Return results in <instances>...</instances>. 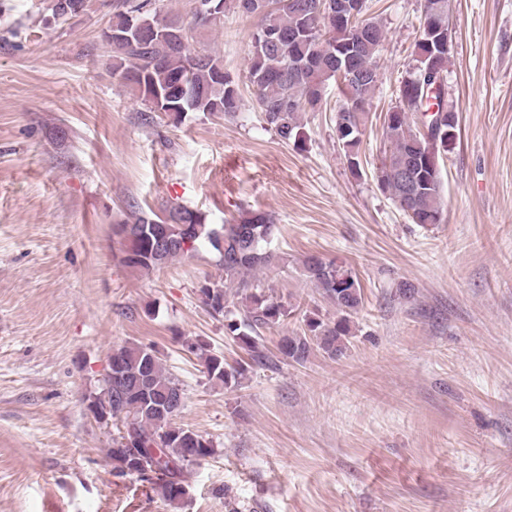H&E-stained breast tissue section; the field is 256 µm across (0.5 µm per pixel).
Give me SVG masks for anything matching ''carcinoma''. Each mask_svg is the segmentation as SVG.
<instances>
[{
    "instance_id": "obj_1",
    "label": "carcinoma",
    "mask_w": 512,
    "mask_h": 512,
    "mask_svg": "<svg viewBox=\"0 0 512 512\" xmlns=\"http://www.w3.org/2000/svg\"><path fill=\"white\" fill-rule=\"evenodd\" d=\"M244 0H224V12L252 17ZM319 0H269L270 9L256 17L252 34L248 80L257 108L266 124L284 143L299 147L306 133L302 114L316 110L325 86L346 69L363 75L355 87L342 86L343 97L366 103L379 80L376 59L387 39L384 26L365 15L356 23L336 18L329 25L316 9ZM420 33L414 44V65L400 81L395 106L386 113L383 135L388 149L377 168V184L412 223L423 226L444 221L440 162L452 150L458 115L442 97L433 74L448 73V0H423ZM373 32L358 38V25ZM112 74L139 98L179 121L188 112L235 117L240 94L236 80L224 71L223 58L210 51L190 49L186 28L160 15L152 0H114L112 21ZM358 113H336V139L353 174L360 173L363 131ZM274 224L263 214H252L216 229L206 216L186 206H173L156 219L142 214L114 227L121 240L123 262L136 270L151 271L197 251L207 242L218 253L224 279L200 283L201 304L213 316L224 317L227 335L255 361L266 359L260 334L291 314V305L254 288L248 272L270 264L263 243ZM169 245L161 248L156 232ZM303 272L336 307V321L306 316L307 333L284 336L278 349L283 358L305 363L312 351L336 358L348 349L353 336L351 319L362 303L356 274L347 266L318 255L302 262ZM242 295L244 308L235 314L228 291ZM198 356L210 381L226 388L239 383L247 368L231 366L201 340L186 341ZM119 361L122 381L103 379L100 392L89 399L123 424L107 450L113 475H136L159 489L171 502L185 497L184 471L214 453V444L178 423L185 393L164 367L152 345L130 343L112 352Z\"/></svg>"
}]
</instances>
